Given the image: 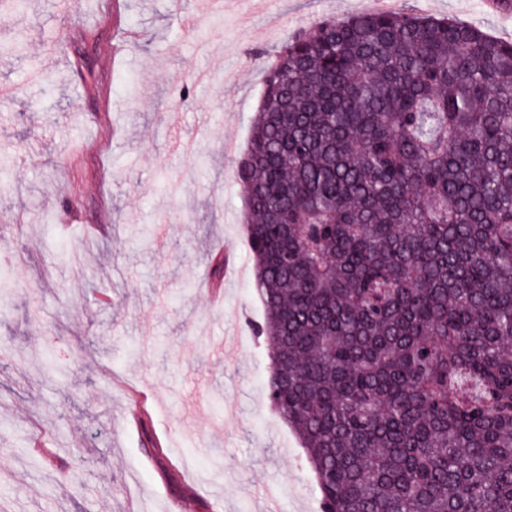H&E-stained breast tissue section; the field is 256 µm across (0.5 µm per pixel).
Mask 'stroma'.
I'll return each instance as SVG.
<instances>
[{"label":"stroma","mask_w":512,"mask_h":512,"mask_svg":"<svg viewBox=\"0 0 512 512\" xmlns=\"http://www.w3.org/2000/svg\"><path fill=\"white\" fill-rule=\"evenodd\" d=\"M398 9L512 41L486 0H397ZM373 0H280L243 21L184 0H29L0 23V500L10 512H318L312 473L271 409L264 309L235 176L263 83L261 61L321 18ZM136 38L112 54L118 28ZM56 64L27 78L46 45ZM240 83L218 75L220 54ZM181 114L171 126V110ZM191 146L168 154L172 136ZM235 141L236 155L224 152ZM50 211L53 223L41 221ZM142 224L165 243H139ZM235 249L233 282L212 260ZM231 349L218 353L225 336ZM51 357L55 373L43 369ZM53 441L52 457L28 451Z\"/></svg>","instance_id":"1"}]
</instances>
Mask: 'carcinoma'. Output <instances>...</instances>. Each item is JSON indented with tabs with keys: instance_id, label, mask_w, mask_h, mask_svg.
Returning <instances> with one entry per match:
<instances>
[{
	"instance_id": "carcinoma-1",
	"label": "carcinoma",
	"mask_w": 512,
	"mask_h": 512,
	"mask_svg": "<svg viewBox=\"0 0 512 512\" xmlns=\"http://www.w3.org/2000/svg\"><path fill=\"white\" fill-rule=\"evenodd\" d=\"M264 71L255 332L321 512H512V42L372 10Z\"/></svg>"
}]
</instances>
